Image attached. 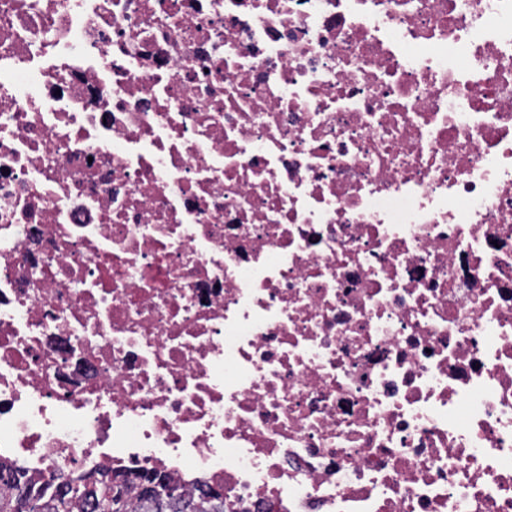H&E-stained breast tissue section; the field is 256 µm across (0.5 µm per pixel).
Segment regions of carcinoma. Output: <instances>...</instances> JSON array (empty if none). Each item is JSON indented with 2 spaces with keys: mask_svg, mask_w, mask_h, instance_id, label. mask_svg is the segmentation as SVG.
Masks as SVG:
<instances>
[{
  "mask_svg": "<svg viewBox=\"0 0 512 512\" xmlns=\"http://www.w3.org/2000/svg\"><path fill=\"white\" fill-rule=\"evenodd\" d=\"M0 512H224V495L201 486L189 493L157 470L131 478L109 468L61 483L54 473L28 478L0 463Z\"/></svg>",
  "mask_w": 512,
  "mask_h": 512,
  "instance_id": "cac0c4a2",
  "label": "carcinoma"
}]
</instances>
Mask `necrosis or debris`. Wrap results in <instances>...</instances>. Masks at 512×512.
<instances>
[{"mask_svg":"<svg viewBox=\"0 0 512 512\" xmlns=\"http://www.w3.org/2000/svg\"><path fill=\"white\" fill-rule=\"evenodd\" d=\"M0 460L512 512V0H0Z\"/></svg>","mask_w":512,"mask_h":512,"instance_id":"1","label":"necrosis or debris"}]
</instances>
